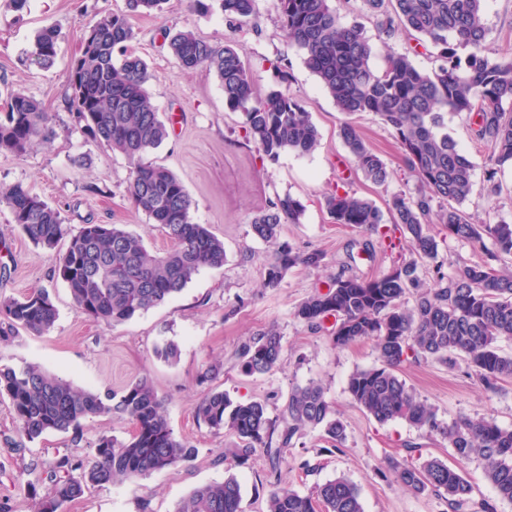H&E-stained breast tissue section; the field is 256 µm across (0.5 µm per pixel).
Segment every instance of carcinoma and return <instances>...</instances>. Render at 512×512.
I'll use <instances>...</instances> for the list:
<instances>
[{"label":"carcinoma","instance_id":"cac0c4a2","mask_svg":"<svg viewBox=\"0 0 512 512\" xmlns=\"http://www.w3.org/2000/svg\"><path fill=\"white\" fill-rule=\"evenodd\" d=\"M229 22L256 14L257 0H217ZM331 0H275L286 43L301 52L306 67L321 82L346 116L368 112L393 135L419 182L417 196L394 194L383 212L372 201L345 190L324 198L336 224L366 233L380 232L385 216L401 228L414 258L370 279L338 277L324 292L302 302L295 317L312 330L329 317L335 320L338 347L370 339L378 364L353 373L348 391L353 401L378 423L403 420L448 440L459 461H480L486 479L501 500L512 501V428L487 417L463 416L451 423L421 400L399 374L412 360H435L454 366L463 360L487 392L512 378V355L500 342L512 340V271L494 261L512 256V225L471 221L459 206L471 194L475 165L448 133V113L476 114L474 137L490 148L485 181L497 188V174L512 167V58L492 57L491 34L483 0H363L387 39L405 32L436 50L438 65L418 69L407 53L390 52L385 66L370 65L373 45L358 23L344 25ZM165 0H125L122 13L97 14L85 27L82 57L68 69L70 111L81 132L104 142L131 165L126 192L133 207L158 225L172 246L150 251L141 236L119 224L96 230L91 224L71 232L60 212L20 183L0 186V206L6 207L21 233L35 246L54 249L68 244L58 258L57 276L74 305L93 320L111 327L133 319L180 293L203 269L224 267V242L204 224L193 222V200L169 169L148 159L169 137L152 101L146 62L127 50L135 38L132 19L162 9ZM60 34L53 28L38 33L28 51L41 68L54 65ZM170 54L182 71L205 69L220 80L225 105L243 115L245 136L269 160L283 152L311 154L319 133L300 102L275 87L259 97L252 75L230 44L211 43L190 30L166 33ZM49 113L32 96L13 92L0 119V152L25 155L33 140L45 134ZM339 137L355 170L377 186L390 172L384 160L361 137L357 126L344 121ZM439 209H433V204ZM302 203L287 195L257 214L253 235L273 248L264 286L276 288L296 266L317 267L323 255L301 253L281 240L282 225L296 224ZM448 236L485 246L487 259L457 267L452 274L434 266L428 288L418 274V262L435 261L438 242L430 233L431 216ZM57 310L49 293L35 290L22 298L0 299V322L9 331L49 332ZM247 374H268L281 368L282 336L271 327L240 352ZM10 401L15 423L33 442L48 432H73L83 437L82 422L118 416L133 427L129 439L101 434L94 460L85 464L68 456L49 464L50 492L34 512H59L91 486L146 477L194 458L197 449L176 438L164 400L146 378L128 384L121 394L94 393L44 370L36 364L0 366V398ZM197 421L216 433L238 438L230 450L243 466L258 453L273 464L310 430H321L337 447L345 427L323 388L316 383L296 386L272 418L260 400L234 401L222 391H210L194 409ZM397 481L415 494L444 497L448 512H497L496 501L472 498L473 488L458 468L431 458L420 465L393 461ZM241 485L229 475L221 482L196 488L175 512H242ZM266 512H364L358 489L344 477L317 485L302 494L280 480L269 482Z\"/></svg>","mask_w":512,"mask_h":512}]
</instances>
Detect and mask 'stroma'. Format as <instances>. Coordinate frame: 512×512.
I'll return each instance as SVG.
<instances>
[{"label":"stroma","instance_id":"stroma-1","mask_svg":"<svg viewBox=\"0 0 512 512\" xmlns=\"http://www.w3.org/2000/svg\"><path fill=\"white\" fill-rule=\"evenodd\" d=\"M332 4L343 23L363 24L375 46L372 67L383 68L386 54L394 51L410 53L421 70L435 68L432 48L418 45L414 37L402 34L388 42L380 40L376 19L362 0H332ZM124 9L125 0H28L18 12L10 0H0V94L25 89L52 115L49 136L36 139L25 156L0 152V185L28 187L59 210L71 231L84 224H120L161 252L169 248V240L127 197V160L88 140L75 127L65 102L68 65L81 51L87 23L96 13ZM484 10L493 48L512 53V0H485ZM133 26L136 37L129 49L147 62L151 73L147 89L170 129L169 138L151 158L182 180L194 202L195 221L208 225L223 240L224 267L202 270L180 294L108 328L74 306L54 273L57 252L31 243L0 206V298H20L44 289L58 310L49 333L37 336L21 329L11 342L0 343V364L35 363L77 387L102 392L118 393L132 381L148 378L165 401L175 435L198 453L193 460L138 481L93 488L65 504L61 512H175L195 488L229 475L241 485L242 512H264L269 481L281 480L306 494L340 476L358 488L364 512H448L444 498L406 490L389 469L394 459L415 464L428 458L447 459V441L401 420L376 422L347 390L354 371L376 364L373 342L336 347L332 321L313 331L294 315L303 301L326 290L336 277H376L409 259L404 237L389 240L333 223L324 207L325 195L342 188L380 207L393 194H417L418 183L391 131L374 114L354 118L367 145L391 173L388 183L378 187L351 168L338 135L343 116L305 67L301 54L282 37L274 0H258L256 16L242 24L227 23L217 11L196 10L190 0H167L161 13L134 19ZM47 27L58 29L61 38L54 65L44 69L30 61L28 50ZM169 29H189L203 40L233 45L254 78L256 92L280 85L311 113L320 133L318 148L307 156L288 152L267 160L246 139L241 113L225 106L217 77L205 70L180 71L165 46ZM283 56L290 62L291 77L281 84L274 67ZM473 128V115L449 113V132L475 165L473 192L464 209L476 219L512 224V169L499 174L498 193L488 194L483 172L490 151L477 143ZM285 194L300 200L304 213L299 223L284 225L283 241L305 253L322 252L324 259L316 268H292L278 287L267 288L263 278L272 250L253 236L250 224L258 212ZM431 232L439 243L437 260L445 272L485 257L480 245L449 237L442 225H432ZM271 327L282 336V368L245 374L239 350ZM167 342L178 348L171 364L156 355ZM214 359L223 360V374L201 382V373ZM402 376L444 422L461 415L485 416L512 428V379L503 381L499 392L487 393L465 363L451 368L433 360L406 364ZM311 382L323 386L345 426L346 439L339 451L330 453L322 432L309 431L288 449L276 470L261 454L246 466L232 467L224 451L235 447L236 437L213 432L193 416L199 399L215 388L234 400L267 401L273 414L292 388ZM131 431L122 418L99 417L84 422L81 442H74L69 433L50 432L19 455L14 447L22 437L9 401L0 399V500L9 499L13 512H30L26 485L35 484L41 496L51 486L46 472L31 469L32 461L50 462L67 454L88 461L97 435L125 439Z\"/></svg>","mask_w":512,"mask_h":512}]
</instances>
